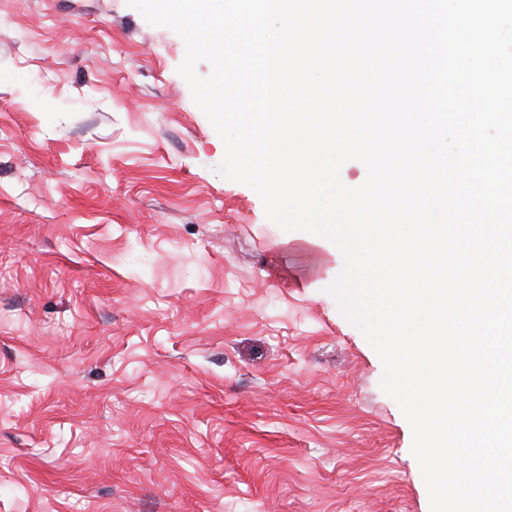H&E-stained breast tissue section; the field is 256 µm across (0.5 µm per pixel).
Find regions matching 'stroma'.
I'll return each mask as SVG.
<instances>
[{"label":"stroma","instance_id":"1","mask_svg":"<svg viewBox=\"0 0 512 512\" xmlns=\"http://www.w3.org/2000/svg\"><path fill=\"white\" fill-rule=\"evenodd\" d=\"M184 56L0 0V512H430L341 252L218 174Z\"/></svg>","mask_w":512,"mask_h":512}]
</instances>
